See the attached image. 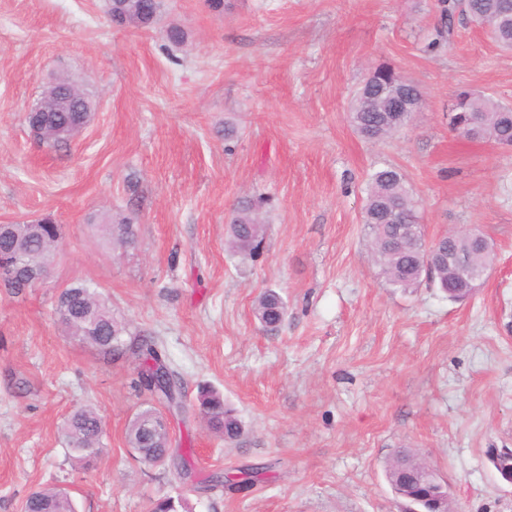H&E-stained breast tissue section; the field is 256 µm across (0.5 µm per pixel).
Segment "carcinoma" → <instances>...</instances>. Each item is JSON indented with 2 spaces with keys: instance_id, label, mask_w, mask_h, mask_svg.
<instances>
[{
  "instance_id": "carcinoma-1",
  "label": "carcinoma",
  "mask_w": 512,
  "mask_h": 512,
  "mask_svg": "<svg viewBox=\"0 0 512 512\" xmlns=\"http://www.w3.org/2000/svg\"><path fill=\"white\" fill-rule=\"evenodd\" d=\"M439 23L434 27V37L424 46V52L435 53L452 44L454 19L465 15L478 24L485 25L486 34L503 50L512 52V0H437ZM159 8L156 0H110L109 15L126 17L127 24L149 29L155 24ZM72 85L66 76L56 77L41 97L40 106L54 102L59 90ZM397 93L410 101L403 124L391 122L386 102ZM422 94L417 86L407 87L402 76L389 66H379L356 91L351 102V118L357 131L366 139L386 138L404 128L412 114L422 106ZM450 126L462 137L473 141L494 144L512 143V106L503 104L490 95L476 94L461 89L456 92L452 105ZM69 112H48L44 116L40 137L50 145H58L54 137L58 126L70 122ZM256 204H246L236 209L229 224L228 246L230 251L243 256H253L264 238L265 227L255 215ZM363 221L369 229L371 258L385 283L404 292H413L423 282L425 261L434 264L432 280L443 291L448 281L464 287L461 274L448 267V252L456 247V234L448 233L426 242L420 224L417 202L407 187L403 175L393 166L373 171L365 189ZM105 231L119 245L135 240L134 225L123 218L105 225ZM61 233L58 225L41 221L37 232L27 231V225H17V233L0 235V257L18 260V266L38 269L44 266L46 255L56 246ZM58 322L64 333L84 342L107 359L128 356L136 363L134 387L148 391L158 401L173 411L183 408L182 382L167 363L153 336H137L128 341L126 324L119 321L111 307L101 297L97 288L87 284H73L64 289L55 306ZM287 307L274 290L266 291L257 301L255 316L267 330L277 329L285 319ZM200 415L209 429L224 442L231 444L244 433L242 421L235 410L224 403V397L215 390H203L198 397ZM156 411L149 404L139 410L127 428V442L141 462L162 466L173 462L182 471H188V460L183 454L169 452V438L165 431H149L143 418ZM71 452L85 463L98 457L102 450L104 422L99 412L84 406L73 411L62 429ZM428 468V464L415 458L409 450H399L385 466V477L393 493L401 500L423 509L430 508L435 489L419 484L415 473ZM243 478L223 472L210 474L205 482L212 486L229 483L233 487L254 484L263 474V468L242 471ZM186 509V501L178 497L159 499L153 512H179ZM24 512H75L74 502L68 492L46 486L31 494L24 505Z\"/></svg>"
}]
</instances>
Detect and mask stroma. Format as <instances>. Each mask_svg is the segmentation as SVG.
Returning <instances> with one entry per match:
<instances>
[{
	"mask_svg": "<svg viewBox=\"0 0 512 512\" xmlns=\"http://www.w3.org/2000/svg\"><path fill=\"white\" fill-rule=\"evenodd\" d=\"M437 0H162L150 29L118 27L107 0H0V224L51 218L61 230L45 277L0 286V512L53 485L76 512H402L385 464L406 448L448 482L455 512H512L487 459L512 448V149L457 136L461 87L512 104V54L461 19L428 55ZM187 34L177 46L167 26ZM415 81L424 104L381 142L355 131L352 91L379 65ZM66 75L95 102L90 123L50 148L26 114ZM238 134L225 140V124ZM392 165L419 201L427 238L468 225L496 247L491 278L453 302L425 284L389 288L367 251L364 188ZM266 197L255 260L225 239L241 202ZM124 216L135 242L101 227ZM97 286L132 334L159 337L182 381L169 415L190 473L142 463L127 427L149 393L135 363L65 336V287ZM288 316L266 331L257 298ZM220 391L244 423L225 445L197 410ZM90 405L104 451L84 466L61 427ZM267 466L245 492L204 479ZM287 307L282 297L274 290L266 291L257 301L255 316L267 330H276L284 321Z\"/></svg>",
	"mask_w": 512,
	"mask_h": 512,
	"instance_id": "35a3bbf8",
	"label": "stroma"
}]
</instances>
